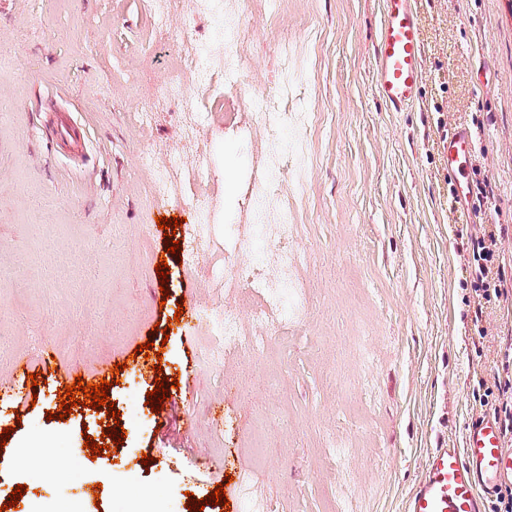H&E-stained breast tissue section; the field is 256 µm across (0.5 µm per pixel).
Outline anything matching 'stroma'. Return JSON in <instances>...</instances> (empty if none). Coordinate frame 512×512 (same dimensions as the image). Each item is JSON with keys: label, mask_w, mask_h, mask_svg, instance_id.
<instances>
[{"label": "stroma", "mask_w": 512, "mask_h": 512, "mask_svg": "<svg viewBox=\"0 0 512 512\" xmlns=\"http://www.w3.org/2000/svg\"><path fill=\"white\" fill-rule=\"evenodd\" d=\"M416 2L426 76L419 102L392 112L373 83L382 0H0V507L402 512L428 453L494 414L512 381V0ZM188 56L192 83L176 65ZM162 79L179 91L159 97ZM274 84L289 89L280 145L305 193L302 258L287 297L260 289L240 318L261 309L288 330L216 367L217 330L196 314L240 293L209 273L244 238L264 251L253 227L279 221V201L258 197L275 158L253 106ZM448 118L481 135L478 224L455 204ZM160 216L180 241L208 222L193 269L168 253ZM488 235L505 276L484 302L468 242ZM148 341L161 358L136 355ZM47 347L54 365L25 388L36 403L14 404L17 360ZM121 362L118 418L79 405L56 419L68 370ZM158 364L178 385L155 413ZM117 424L124 442L74 469L85 437ZM35 440L58 478L20 462ZM219 485L222 505L208 500Z\"/></svg>", "instance_id": "obj_1"}]
</instances>
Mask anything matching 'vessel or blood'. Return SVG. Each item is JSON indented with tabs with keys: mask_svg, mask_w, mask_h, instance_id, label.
Here are the masks:
<instances>
[{
	"mask_svg": "<svg viewBox=\"0 0 512 512\" xmlns=\"http://www.w3.org/2000/svg\"><path fill=\"white\" fill-rule=\"evenodd\" d=\"M376 46L377 95L390 111H404L417 101L425 75L415 0H383ZM445 140L448 174L458 180L455 197L461 205H469L475 189L465 174L474 163L479 140L460 123L449 127ZM509 485L512 447L506 445L496 418L480 416L468 423L462 447L430 451L404 512H489L497 493Z\"/></svg>",
	"mask_w": 512,
	"mask_h": 512,
	"instance_id": "1",
	"label": "vessel or blood"
}]
</instances>
